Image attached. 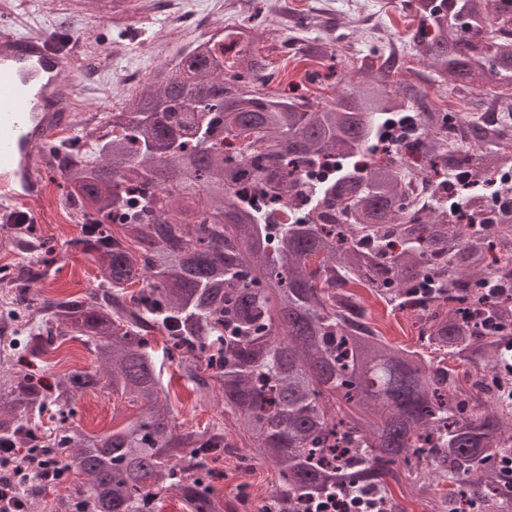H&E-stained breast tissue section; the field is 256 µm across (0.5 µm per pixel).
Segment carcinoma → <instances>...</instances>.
I'll list each match as a JSON object with an SVG mask.
<instances>
[{
  "label": "carcinoma",
  "instance_id": "1",
  "mask_svg": "<svg viewBox=\"0 0 512 512\" xmlns=\"http://www.w3.org/2000/svg\"><path fill=\"white\" fill-rule=\"evenodd\" d=\"M130 0H96L99 13L130 11ZM409 38L446 92L476 96L492 81L512 85V0H414ZM497 20L490 34L484 23ZM203 41L180 53L105 113L123 130L85 127L82 154L59 169L79 235L69 247L99 262L102 280L84 297L46 301L25 351L41 355L66 336L83 338L97 363L48 391L34 376H0V449L21 448L36 465L23 488L60 486L51 512H159L176 493L188 512H224L211 463L241 440L278 474L276 512H312L362 494L397 512L391 483L400 464L419 491L448 482L446 512H512V298L477 289L512 285V223L477 235L448 218L436 180L456 174L457 210L470 187L512 163V138L468 116L453 137L448 113L409 80L394 53L357 58L373 80L315 106L302 95L265 90L271 49ZM336 60L331 39L310 47ZM396 120L415 131L426 161L420 185L399 149L359 171ZM474 144L480 153L466 147ZM335 158L334 178L302 180V163ZM313 212L295 224H265L246 195ZM139 289L132 290V287ZM364 288L424 321L422 349L392 345L366 319ZM29 283L0 276L22 302ZM200 387L217 385L235 426L176 424L148 339ZM474 369L473 381L448 366ZM102 387L137 413L102 435L57 425L38 432L48 407Z\"/></svg>",
  "mask_w": 512,
  "mask_h": 512
}]
</instances>
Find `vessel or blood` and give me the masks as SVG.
I'll return each instance as SVG.
<instances>
[{
  "mask_svg": "<svg viewBox=\"0 0 512 512\" xmlns=\"http://www.w3.org/2000/svg\"><path fill=\"white\" fill-rule=\"evenodd\" d=\"M66 62L39 37H0V213L39 195L38 149L72 110Z\"/></svg>",
  "mask_w": 512,
  "mask_h": 512,
  "instance_id": "1",
  "label": "vessel or blood"
}]
</instances>
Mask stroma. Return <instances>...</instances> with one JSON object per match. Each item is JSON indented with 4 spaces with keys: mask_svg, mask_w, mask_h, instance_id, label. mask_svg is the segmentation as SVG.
<instances>
[{
    "mask_svg": "<svg viewBox=\"0 0 512 512\" xmlns=\"http://www.w3.org/2000/svg\"><path fill=\"white\" fill-rule=\"evenodd\" d=\"M412 0H369V10L383 27L388 28L396 43L406 41L416 19ZM286 14L267 15L258 22L255 34L260 45H268V28H276L279 36L271 59L276 71L268 84L269 90L279 91L289 83H302L308 97L315 102L333 99L338 89L337 79L327 67L303 57V44L315 42L320 29H296L298 16L321 14L331 19L330 33L337 44H351L353 52L370 49L371 44L358 33L349 19L354 12L352 0H284ZM11 17L0 18V29L8 28L17 35H43L53 37L64 33L94 32L111 60L106 68H98L94 59L76 56L69 62L65 80L74 89L76 97L96 91L105 101L118 99L126 84H138L155 70L174 67L172 57H158L151 53V45L160 39L186 41L195 30L198 19L214 16L216 0H176L175 10L159 5L142 18L113 21L99 14L96 0H82L79 8H72L65 0L57 15L43 12L40 0H12ZM48 184L44 195L32 202L27 212L31 217L33 234L48 242L49 252L38 250L20 254L0 231V265L15 270L43 271V279L32 283L24 302L16 309L23 320L37 322L42 317L41 306L47 298L82 296L95 288L101 280L98 264L87 254L69 249L68 242L78 235L79 228L69 217L60 175L46 174ZM367 320L393 344L419 348L420 322L413 315L391 310L373 296H365ZM95 369L89 346L79 339H67L58 349L38 357H25L11 368L13 375L27 373L52 383L61 378ZM164 384L177 423L190 427L222 424L224 400L200 390L187 380L177 360L166 361L163 367ZM67 414L69 424L94 433L107 432L113 417H130L134 409L127 403H115L108 391H87L78 395ZM246 448L227 449L224 457L214 464L218 474L217 494L224 499V512H265L272 502L277 483L274 467L268 463H255Z\"/></svg>",
    "mask_w": 512,
    "mask_h": 512,
    "instance_id": "35a3bbf8",
    "label": "stroma"
}]
</instances>
